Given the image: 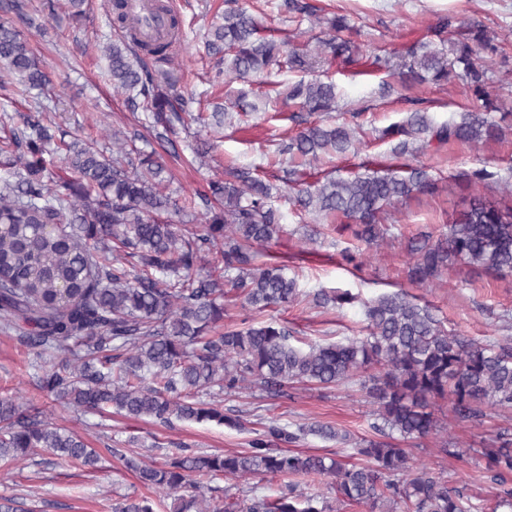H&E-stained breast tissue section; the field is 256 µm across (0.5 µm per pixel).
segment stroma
Masks as SVG:
<instances>
[{
  "label": "stroma",
  "instance_id": "35a3bbf8",
  "mask_svg": "<svg viewBox=\"0 0 512 512\" xmlns=\"http://www.w3.org/2000/svg\"><path fill=\"white\" fill-rule=\"evenodd\" d=\"M169 2L183 20L173 76L179 90L194 97L192 109L202 113L204 121L175 126L164 155L174 175L167 190L189 199L192 188L223 176L228 165L249 169L272 184L271 205L284 231L268 244L267 258L285 265L299 288L297 302L285 309L257 313L241 300L229 301L225 325L273 321L287 325L307 341H339L363 335L364 310L360 302L318 304V290H347L369 299L401 289L434 307L451 333L483 344L512 337V276L496 278L457 265L428 288L412 285L406 277L410 240H437L446 231L448 217L460 211L471 195L478 193L512 206V0H309L321 8L323 17H347L360 48L355 64H326L314 70L315 76L337 87L336 109L328 113V121L341 123L354 112L361 118L356 153L301 167V180L314 182L364 170L382 172L406 164L426 171L433 183L431 191L414 194L406 204L389 210L381 226L384 244L367 256L359 253L360 243L352 228L330 218H312L297 211L289 200L284 148L299 130L296 109L284 105L275 112L267 102L286 93L290 84L301 79V72L283 65L251 82L228 79L221 85L211 84L218 59L208 54L205 39L220 24L228 7L226 0ZM44 3L30 0L34 25L27 35L37 57L57 70L55 90L39 97L12 81L0 85V123L9 129L22 126L24 116L38 109L45 122L70 135L96 140L104 152H111L113 130L133 132L142 127L146 115L133 110L108 79L99 47L118 30L111 22L107 0H86L85 15L78 21L63 0L51 11ZM279 4L280 0H251L250 10L262 36L299 48L321 36L322 25L290 15ZM446 17L454 18L459 34L470 26L484 27L499 47L498 54L486 62L495 104L488 117L501 127L503 136L476 146L453 143L424 154L395 155L393 142L379 140V129L401 122L416 108L429 112L440 124L460 120L475 105L463 80L452 77L439 84L425 81L407 88L397 74L400 56L427 41L430 28ZM241 95L256 104V112L226 117L223 126H216L212 117L216 106ZM200 138L213 140L215 149L196 163L191 147ZM480 169L491 172V179L472 182L471 174ZM312 234L317 237L313 243L308 240ZM347 251L356 253L355 263L344 260ZM35 373L26 349L16 338L0 332V394L9 392L33 401L53 422L77 432L103 454L113 442H130L135 454L159 465L174 454L179 442L201 455L244 450L261 424L269 421L291 431L321 422L349 431L357 440L373 436L374 406L360 377L328 388L296 385L279 399L257 391L226 398L225 408L240 410L245 423L244 429L234 430L213 422L176 420L163 425L113 412L65 409L36 389ZM483 412L478 423L446 412L442 430L412 444L414 463L423 462L447 474L450 483L465 487L473 504L482 510L492 504L497 486L484 475L478 450L501 428L512 429V409L487 406ZM448 442L456 443L463 457L443 454ZM143 492L135 475L105 454L97 471L58 465L43 452L17 463L0 462V498H24L35 512H112L124 495Z\"/></svg>",
  "mask_w": 512,
  "mask_h": 512
}]
</instances>
